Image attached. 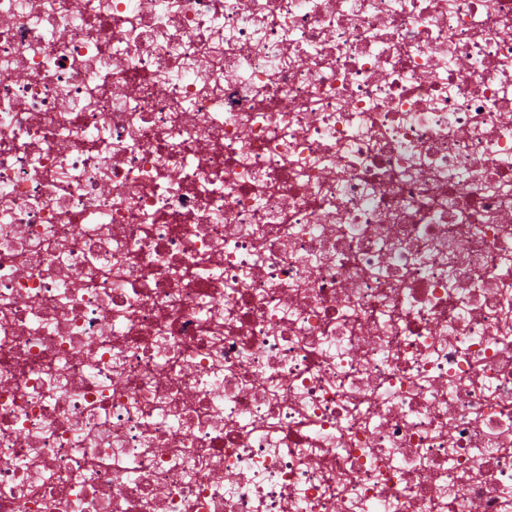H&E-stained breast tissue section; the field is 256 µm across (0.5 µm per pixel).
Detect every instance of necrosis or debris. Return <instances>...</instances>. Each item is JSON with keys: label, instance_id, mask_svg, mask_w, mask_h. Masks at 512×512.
Here are the masks:
<instances>
[{"label": "necrosis or debris", "instance_id": "necrosis-or-debris-1", "mask_svg": "<svg viewBox=\"0 0 512 512\" xmlns=\"http://www.w3.org/2000/svg\"><path fill=\"white\" fill-rule=\"evenodd\" d=\"M0 512H512V0H0Z\"/></svg>", "mask_w": 512, "mask_h": 512}]
</instances>
